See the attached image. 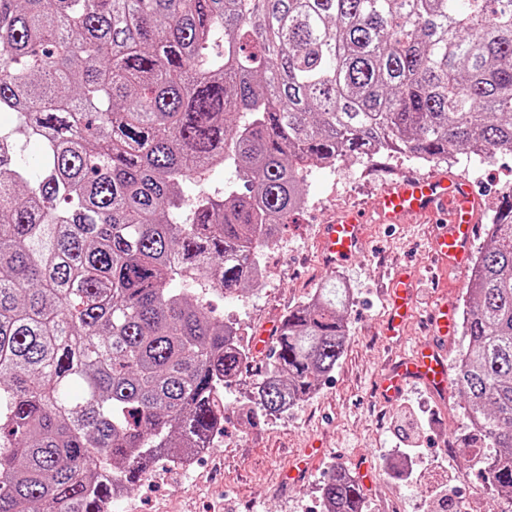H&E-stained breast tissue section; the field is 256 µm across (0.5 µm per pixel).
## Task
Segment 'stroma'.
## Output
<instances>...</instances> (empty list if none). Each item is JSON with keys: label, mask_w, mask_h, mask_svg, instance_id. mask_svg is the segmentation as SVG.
Listing matches in <instances>:
<instances>
[{"label": "stroma", "mask_w": 512, "mask_h": 512, "mask_svg": "<svg viewBox=\"0 0 512 512\" xmlns=\"http://www.w3.org/2000/svg\"><path fill=\"white\" fill-rule=\"evenodd\" d=\"M432 173L473 183L481 202L474 246L482 248L503 197L512 194L511 153L482 160L454 151L436 165L409 154L369 161L351 157L330 174L313 169L305 182L306 205L279 234L274 278L247 288L235 300L209 290L208 309L211 317L231 320L252 337L279 325L290 306L307 300L325 278L335 277L351 299L349 339L336 368L288 412L250 420L242 409L265 363L249 359L243 375L224 389V433L215 447L189 474L159 462L162 483L133 486L120 504L122 512H323L321 488L333 469L353 470L363 462L371 463L373 481L365 492V512H422L432 487L446 476L458 492L448 504L450 512H491L496 494L482 487L477 470L459 450L469 421L457 386L441 393L410 383L392 403L377 393L387 361L428 341L425 311L442 303L459 316L466 307V290L455 273H448L443 287L427 271L431 225L412 217L399 225L368 224L363 251L332 269L317 247L321 225L346 210L372 211L378 193L399 176ZM401 267L419 274L421 314L390 338L384 334L381 287ZM413 442L419 451L411 455L407 447ZM299 461L306 464L299 481L283 482L282 472Z\"/></svg>", "instance_id": "35a3bbf8"}]
</instances>
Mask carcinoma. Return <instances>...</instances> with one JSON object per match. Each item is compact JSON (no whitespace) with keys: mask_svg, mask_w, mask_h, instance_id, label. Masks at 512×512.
<instances>
[{"mask_svg":"<svg viewBox=\"0 0 512 512\" xmlns=\"http://www.w3.org/2000/svg\"><path fill=\"white\" fill-rule=\"evenodd\" d=\"M0 112L43 145L33 173L0 133V512H104L224 433L248 356L205 291L262 279L311 163L512 152V0H0ZM466 294L462 452L512 512V212ZM349 304L288 309L246 417L316 389ZM322 499L364 510L342 467ZM234 176L233 169L226 167L224 169H216L202 176L201 181L195 186L194 183H188L185 192L189 194L195 193L198 189L212 194H224V189L233 186Z\"/></svg>","mask_w":512,"mask_h":512,"instance_id":"1","label":"carcinoma"}]
</instances>
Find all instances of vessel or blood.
Masks as SVG:
<instances>
[{
	"instance_id": "b4317fda",
	"label": "vessel or blood",
	"mask_w": 512,
	"mask_h": 512,
	"mask_svg": "<svg viewBox=\"0 0 512 512\" xmlns=\"http://www.w3.org/2000/svg\"><path fill=\"white\" fill-rule=\"evenodd\" d=\"M475 197L468 182L443 176L406 177L379 196L375 208L380 224H397L407 214L434 229L431 256L438 269L464 273L470 267L473 245ZM366 240V225L354 213L322 227L321 250L329 263H337L359 252ZM390 311L386 333L398 335L413 314L417 299L413 276L396 273L386 293ZM418 380L436 391L446 390L448 365L435 344H423L400 360L381 378L380 391L396 398L410 381Z\"/></svg>"
}]
</instances>
